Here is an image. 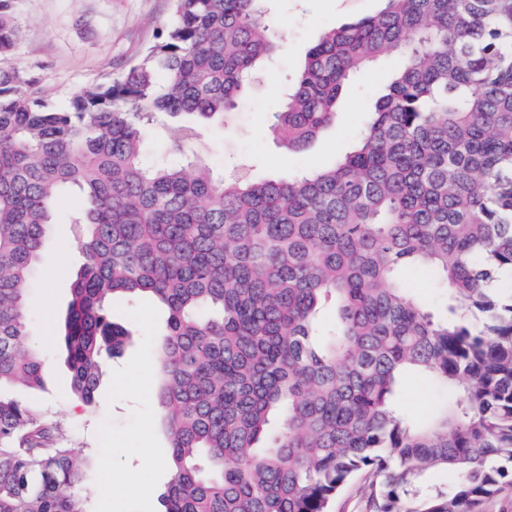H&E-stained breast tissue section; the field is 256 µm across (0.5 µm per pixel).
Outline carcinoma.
<instances>
[{
    "label": "carcinoma",
    "instance_id": "cac0c4a2",
    "mask_svg": "<svg viewBox=\"0 0 512 512\" xmlns=\"http://www.w3.org/2000/svg\"><path fill=\"white\" fill-rule=\"evenodd\" d=\"M266 2L171 0L163 38L65 108L35 74L0 67V512H88V459L7 393L41 380L29 292L71 189L85 259L62 330L75 394L93 405L128 342L111 299L167 311L162 512H330L361 474L375 512H478L512 487V284L490 288L512 273V0H382L324 30L274 131L306 149L353 77L394 53L354 150L301 176L219 179L186 148L277 52ZM17 37L0 0L1 57ZM157 113L171 150L147 164ZM412 373L447 396L423 420L401 404ZM432 471L453 475L448 489Z\"/></svg>",
    "mask_w": 512,
    "mask_h": 512
}]
</instances>
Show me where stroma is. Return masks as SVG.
<instances>
[{
	"label": "stroma",
	"instance_id": "obj_1",
	"mask_svg": "<svg viewBox=\"0 0 512 512\" xmlns=\"http://www.w3.org/2000/svg\"><path fill=\"white\" fill-rule=\"evenodd\" d=\"M270 22L281 47L255 80L248 103L222 127L201 130L192 163L219 177L240 171L285 175L333 163L359 134L372 93L397 67L383 57L371 74L348 84L335 123L307 149L280 146L271 114L301 68L309 46L327 28L373 14L378 0H270ZM20 38L5 66L39 74L46 97L67 106L86 86L120 74L172 21L169 0H10ZM78 193L57 205L58 222L41 254L49 282H36L29 332L42 353L43 385L17 391L18 399L57 419L70 447L90 459L79 490L89 512H159L172 478L164 413L156 398L155 344L162 314L147 299L113 304L114 322L131 335L121 356L105 364L97 398L86 406L70 389L66 354L58 336L71 301V283L83 263L79 231L70 222ZM52 336H45V329Z\"/></svg>",
	"mask_w": 512,
	"mask_h": 512
}]
</instances>
